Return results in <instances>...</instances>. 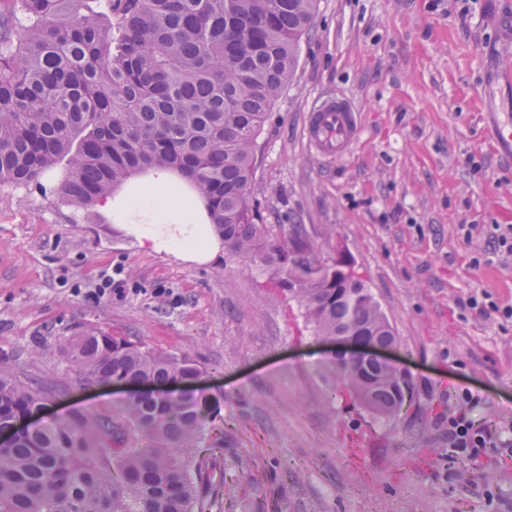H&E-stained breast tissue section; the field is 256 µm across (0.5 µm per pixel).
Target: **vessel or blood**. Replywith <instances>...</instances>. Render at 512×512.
I'll use <instances>...</instances> for the list:
<instances>
[{
  "label": "vessel or blood",
  "mask_w": 512,
  "mask_h": 512,
  "mask_svg": "<svg viewBox=\"0 0 512 512\" xmlns=\"http://www.w3.org/2000/svg\"><path fill=\"white\" fill-rule=\"evenodd\" d=\"M360 115L345 99L326 97L313 108L306 136L322 160L335 161L353 150L359 136Z\"/></svg>",
  "instance_id": "b4317fda"
}]
</instances>
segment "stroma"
Listing matches in <instances>:
<instances>
[{"mask_svg":"<svg viewBox=\"0 0 512 512\" xmlns=\"http://www.w3.org/2000/svg\"><path fill=\"white\" fill-rule=\"evenodd\" d=\"M351 101L362 133L326 162L306 138L325 95ZM512 106V0H318L296 75L258 139L252 200L266 224L300 217L325 258L345 253L398 338L419 409L394 424L333 400L341 345L321 343L249 260L205 265L144 252L103 212L0 185V367L67 385L53 419L117 401L73 387L61 351L99 328L194 360L223 398L212 512H512V462L475 467L448 449L455 390L475 419L512 426V156L491 115ZM472 226L464 235L463 226ZM122 294L96 295L104 276Z\"/></svg>","mask_w":512,"mask_h":512,"instance_id":"1","label":"stroma"}]
</instances>
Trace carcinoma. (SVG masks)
I'll return each instance as SVG.
<instances>
[{
  "label": "carcinoma",
  "instance_id": "obj_1",
  "mask_svg": "<svg viewBox=\"0 0 512 512\" xmlns=\"http://www.w3.org/2000/svg\"><path fill=\"white\" fill-rule=\"evenodd\" d=\"M0 0V184L32 185L84 211L130 177L179 172L207 202L236 256L288 293L320 339L396 336L368 286L336 275L305 225L258 224L254 148L291 83L317 0ZM64 168L50 186L43 175ZM63 352L81 386L168 385L17 433L0 450V512H209L214 482L201 436L222 402L201 370L90 330ZM336 391L374 417L411 406V387L351 360ZM59 391L0 368V434Z\"/></svg>",
  "mask_w": 512,
  "mask_h": 512
}]
</instances>
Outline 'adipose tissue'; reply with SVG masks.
Here are the masks:
<instances>
[{"label": "adipose tissue", "mask_w": 512, "mask_h": 512, "mask_svg": "<svg viewBox=\"0 0 512 512\" xmlns=\"http://www.w3.org/2000/svg\"><path fill=\"white\" fill-rule=\"evenodd\" d=\"M100 208L148 252L205 263L224 249L197 194L168 171L151 172L124 185Z\"/></svg>", "instance_id": "adipose-tissue-1"}]
</instances>
